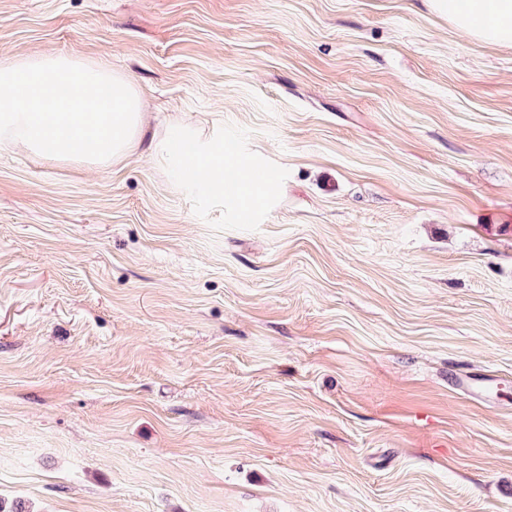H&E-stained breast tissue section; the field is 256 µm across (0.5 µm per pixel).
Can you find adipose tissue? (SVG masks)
<instances>
[{
  "instance_id": "1",
  "label": "adipose tissue",
  "mask_w": 512,
  "mask_h": 512,
  "mask_svg": "<svg viewBox=\"0 0 512 512\" xmlns=\"http://www.w3.org/2000/svg\"><path fill=\"white\" fill-rule=\"evenodd\" d=\"M427 4L472 41L512 47V0H427ZM149 151L166 162L174 181L187 176L207 193L223 194L229 177L223 141L200 139L175 126L162 136L151 137Z\"/></svg>"
}]
</instances>
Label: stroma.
I'll use <instances>...</instances> for the list:
<instances>
[{
    "label": "stroma",
    "instance_id": "stroma-1",
    "mask_svg": "<svg viewBox=\"0 0 512 512\" xmlns=\"http://www.w3.org/2000/svg\"><path fill=\"white\" fill-rule=\"evenodd\" d=\"M45 53L277 190L0 151V499L512 512V48L425 0H0Z\"/></svg>",
    "mask_w": 512,
    "mask_h": 512
}]
</instances>
